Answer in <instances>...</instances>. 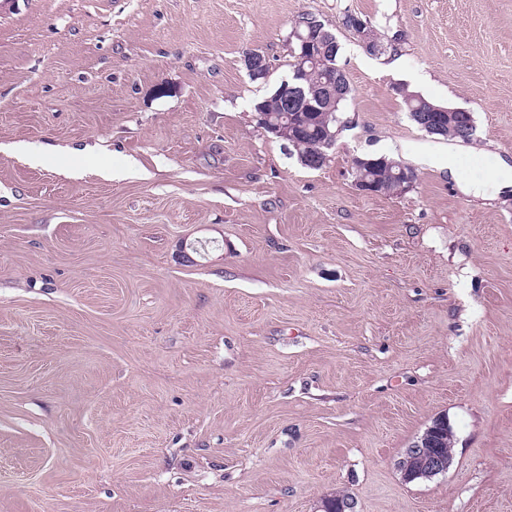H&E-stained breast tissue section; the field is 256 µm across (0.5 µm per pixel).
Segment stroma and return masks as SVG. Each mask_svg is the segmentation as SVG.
<instances>
[{"instance_id":"1","label":"stroma","mask_w":512,"mask_h":512,"mask_svg":"<svg viewBox=\"0 0 512 512\" xmlns=\"http://www.w3.org/2000/svg\"><path fill=\"white\" fill-rule=\"evenodd\" d=\"M303 13L353 88L318 169L254 110ZM451 152L512 164V0H0V512H512V188ZM343 21L346 22V25L350 24L351 29L359 36L368 51L380 54L376 50H379V52L385 50V45L377 43L376 36L373 33V28L368 22L363 21L360 17L354 14H348ZM402 96L404 99V103L406 105L407 111L409 113L410 119L419 126L420 128L425 129L428 133H437L432 135H437L446 138L458 139L459 138V130L462 128V123L458 118H453L452 122H446L448 124V134H438L443 132V123L439 120V117H435V119H431L430 117L424 115L419 116V123L415 119V116L418 114L424 113V111L429 107V105H436L434 102L424 98L422 95L409 91L407 88H402L401 90ZM439 106V105H436ZM447 169L449 177L455 182L460 183L467 192L479 194L487 188L501 190L512 187V165L510 166L504 160L495 163L492 174L487 181L474 182L463 180V176L457 166L455 154L452 152L448 153ZM371 159V160H367ZM383 159L388 161L387 165L398 168V172L394 174L397 177V184L395 182H391V186L386 192L385 196H393L394 194L401 193L404 189V182L410 184L412 180V174L407 167L398 163L396 161H392L389 158L383 156H370L364 158H355L353 161L354 169H355V187L358 191L369 194V195H382L384 192V182L377 178V176H384L388 180H390V176L387 174V168L383 162ZM372 160L377 161V169L370 171V175L368 176V170L371 169ZM376 176V177H375ZM399 186V187H398ZM398 188L402 190L398 192ZM448 423L445 420H436L432 423L409 448L399 462V468L405 481L411 482L421 478H432L446 473L452 464V443L446 436L445 446L451 448L448 456L441 451L436 440L446 430Z\"/></svg>"}]
</instances>
